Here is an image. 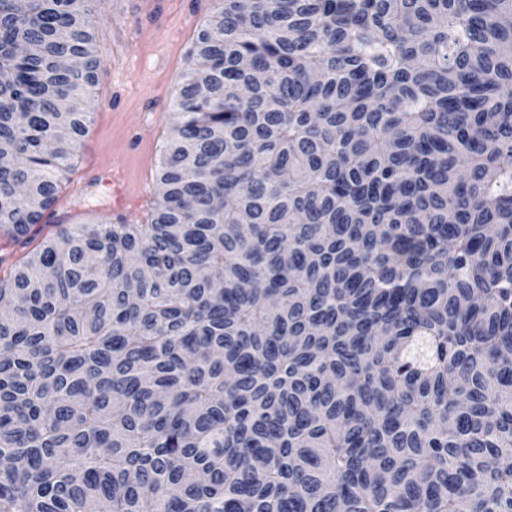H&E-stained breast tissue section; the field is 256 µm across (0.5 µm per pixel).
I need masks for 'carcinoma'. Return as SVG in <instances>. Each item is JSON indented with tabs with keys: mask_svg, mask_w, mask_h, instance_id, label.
Listing matches in <instances>:
<instances>
[{
	"mask_svg": "<svg viewBox=\"0 0 512 512\" xmlns=\"http://www.w3.org/2000/svg\"><path fill=\"white\" fill-rule=\"evenodd\" d=\"M100 2L0 0L15 242L86 133ZM216 10L150 222L0 275V512H512V0Z\"/></svg>",
	"mask_w": 512,
	"mask_h": 512,
	"instance_id": "1",
	"label": "carcinoma"
}]
</instances>
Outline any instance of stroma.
Wrapping results in <instances>:
<instances>
[{
  "label": "stroma",
  "instance_id": "stroma-1",
  "mask_svg": "<svg viewBox=\"0 0 512 512\" xmlns=\"http://www.w3.org/2000/svg\"><path fill=\"white\" fill-rule=\"evenodd\" d=\"M215 5L107 0L93 16L102 71L91 93L90 123L58 201L31 232L34 242L54 236L61 224L145 223L187 52Z\"/></svg>",
  "mask_w": 512,
  "mask_h": 512
}]
</instances>
